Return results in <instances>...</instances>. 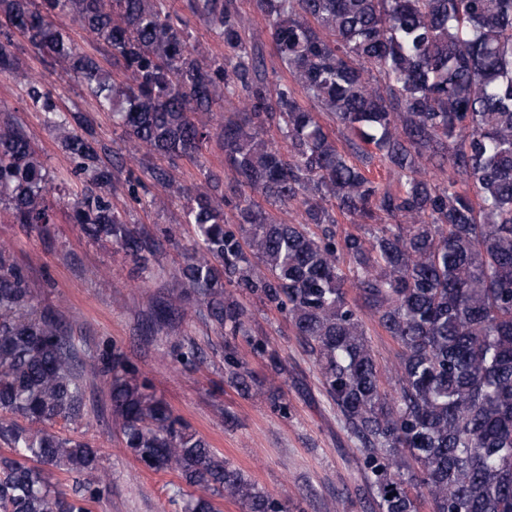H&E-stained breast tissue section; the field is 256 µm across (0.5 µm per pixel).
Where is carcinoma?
<instances>
[{
    "instance_id": "obj_1",
    "label": "carcinoma",
    "mask_w": 512,
    "mask_h": 512,
    "mask_svg": "<svg viewBox=\"0 0 512 512\" xmlns=\"http://www.w3.org/2000/svg\"><path fill=\"white\" fill-rule=\"evenodd\" d=\"M256 4L284 74L275 84L236 0H183L185 16L168 0H0V74L64 132L72 173L86 182L73 222L121 245L142 275L160 242L112 205L123 158L105 164L85 116L61 110L19 65L15 34L112 113L136 150L195 161L211 138L197 116L224 107L218 143L231 182L207 171V189L191 196L169 168L149 177L167 196L189 197L197 243L177 285L232 337L227 379L291 414L281 388L240 354L243 344L272 375L286 373L278 350L252 336L247 295L288 318L317 367L359 454L368 512H420L424 502L430 512H512V0ZM188 15L220 36L222 58L190 43ZM61 16L104 48L112 70L79 51ZM272 129L282 143L266 138ZM375 167L396 186L377 182ZM52 191L28 135L1 123L0 202L14 221L51 223ZM256 194L275 207L300 202L298 223H278ZM338 214L357 231L337 233ZM365 311L400 347L391 391ZM174 348L185 365L201 357L192 342ZM100 360L122 444L190 488L178 490L182 512H215V497L241 512H288L158 399L120 347ZM86 391L81 349L57 314L35 309L0 249V440L10 448L0 512H91L105 496L107 480L84 479L98 450L47 429L81 421ZM56 472L72 492L51 482Z\"/></svg>"
}]
</instances>
